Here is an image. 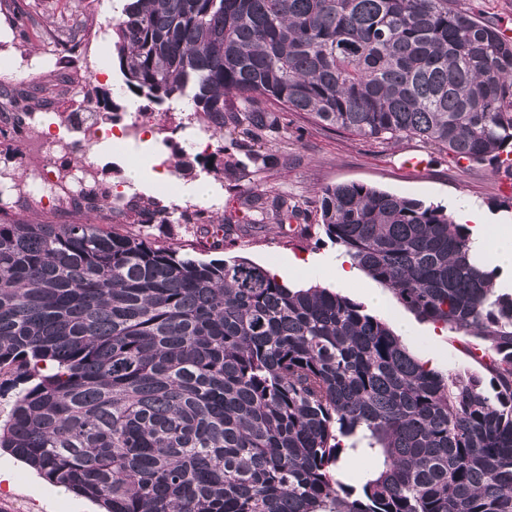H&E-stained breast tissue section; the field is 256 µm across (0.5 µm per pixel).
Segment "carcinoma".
<instances>
[{"label":"carcinoma","instance_id":"cac0c4a2","mask_svg":"<svg viewBox=\"0 0 512 512\" xmlns=\"http://www.w3.org/2000/svg\"><path fill=\"white\" fill-rule=\"evenodd\" d=\"M112 32L126 89L189 109L227 174L281 164L289 113L512 170V37L458 0H125ZM243 205L204 252L305 215L286 192ZM316 212L418 320L483 341L481 372L428 369L363 304L245 259L0 221V448L104 512H512V293L442 206L348 182Z\"/></svg>","mask_w":512,"mask_h":512}]
</instances>
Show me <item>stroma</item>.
<instances>
[{
  "label": "stroma",
  "instance_id": "obj_1",
  "mask_svg": "<svg viewBox=\"0 0 512 512\" xmlns=\"http://www.w3.org/2000/svg\"><path fill=\"white\" fill-rule=\"evenodd\" d=\"M37 24L19 33L11 7L0 8V86H39L42 106L69 109L74 101L94 100L110 93L114 113L149 108L142 97L129 93L117 63L112 60V21L118 18L121 0H81L77 18L83 44L60 53L62 68L32 76L46 48L55 47L54 21L59 0H26ZM167 133L145 134L130 140L125 149L102 146L92 155L99 179L110 186L113 197L130 189L159 199L161 204H177L179 211L207 208V201L188 191L189 185L206 183L220 192L217 214L246 222L241 202L248 192L268 194L288 192L308 212V223H316L312 212L322 187L360 182L399 195L432 202L454 212L466 204L478 203L486 220L493 224H512V171L490 165L456 166L447 154L432 150L412 139L400 142L365 140L341 130L319 128L296 118L290 121L288 137L278 146L288 156L286 164L258 175L234 181L209 164L201 143L208 132L192 120L188 112L175 111L169 117ZM21 135L0 130V218L30 223H79L83 214L68 211L65 202L24 200L29 172L21 162ZM187 155L192 164L189 175L174 178V196L161 194L153 178L160 161H175ZM420 156L427 165L416 170L403 167L404 159ZM138 165L145 176L141 181L129 177L130 165ZM338 246L327 238L306 237L299 224L290 231L268 225L247 233L234 232L233 245L225 258L238 257L270 268L289 258H324L339 254ZM378 316L388 324L403 321L412 334L407 342L411 354L420 361H433L437 371L448 373L473 367L465 352L466 336L446 332L431 323L417 320L395 296H388ZM0 461L10 467V481L0 484V512H99L95 502L57 487L8 452L0 450Z\"/></svg>",
  "mask_w": 512,
  "mask_h": 512
}]
</instances>
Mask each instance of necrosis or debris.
Here are the masks:
<instances>
[{
	"mask_svg": "<svg viewBox=\"0 0 512 512\" xmlns=\"http://www.w3.org/2000/svg\"><path fill=\"white\" fill-rule=\"evenodd\" d=\"M0 121L20 130L35 125L42 128L39 136L23 143L27 154L40 164L27 186L29 197L54 199L62 195L78 210L89 203V155L95 147L110 141L119 144L162 128L155 113L141 110L122 113L117 124L104 125L100 106L94 101L81 103L73 112H6L0 114Z\"/></svg>",
	"mask_w": 512,
	"mask_h": 512,
	"instance_id": "necrosis-or-debris-1",
	"label": "necrosis or debris"
}]
</instances>
